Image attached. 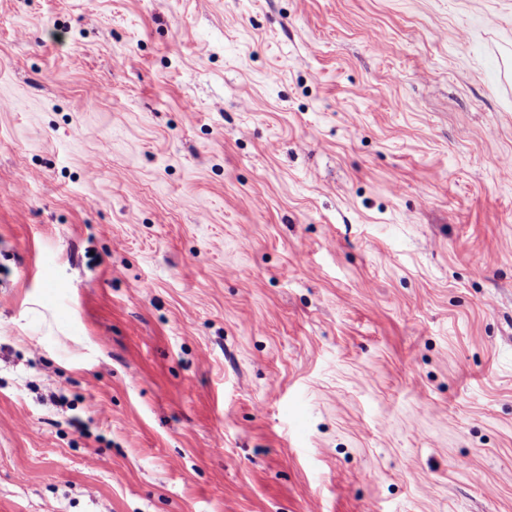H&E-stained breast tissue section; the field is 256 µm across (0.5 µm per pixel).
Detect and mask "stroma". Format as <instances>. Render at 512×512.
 <instances>
[{
    "mask_svg": "<svg viewBox=\"0 0 512 512\" xmlns=\"http://www.w3.org/2000/svg\"><path fill=\"white\" fill-rule=\"evenodd\" d=\"M0 512H512V0H0Z\"/></svg>",
    "mask_w": 512,
    "mask_h": 512,
    "instance_id": "obj_1",
    "label": "stroma"
}]
</instances>
